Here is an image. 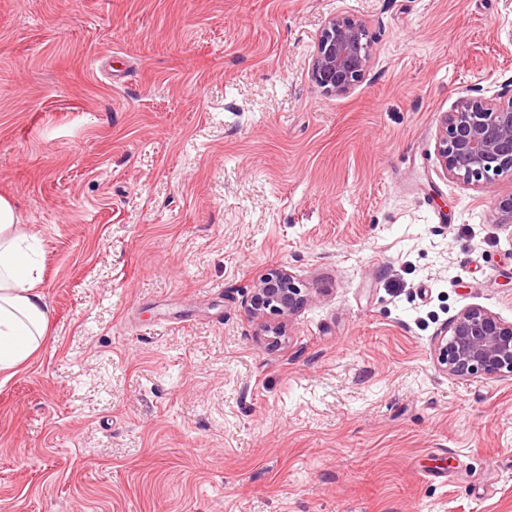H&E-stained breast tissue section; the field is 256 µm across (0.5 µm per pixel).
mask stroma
Returning <instances> with one entry per match:
<instances>
[{"instance_id": "1", "label": "stroma", "mask_w": 512, "mask_h": 512, "mask_svg": "<svg viewBox=\"0 0 512 512\" xmlns=\"http://www.w3.org/2000/svg\"><path fill=\"white\" fill-rule=\"evenodd\" d=\"M341 13L374 56L339 97ZM510 91L512 0H0V195L50 310L0 373V512H512V376L433 353L512 322V178L436 150ZM272 267L308 295L276 346ZM372 56V42L363 18L346 14L331 16L312 55V81L325 94H348L364 80ZM434 356L453 376H512V322L480 307L466 308L437 338Z\"/></svg>"}]
</instances>
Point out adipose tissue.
I'll return each instance as SVG.
<instances>
[{
    "label": "adipose tissue",
    "mask_w": 512,
    "mask_h": 512,
    "mask_svg": "<svg viewBox=\"0 0 512 512\" xmlns=\"http://www.w3.org/2000/svg\"><path fill=\"white\" fill-rule=\"evenodd\" d=\"M39 282L31 237L13 203L0 196V371L29 361L48 336L50 311Z\"/></svg>",
    "instance_id": "ef3b65f1"
}]
</instances>
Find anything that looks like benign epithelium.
<instances>
[{
    "label": "benign epithelium",
    "instance_id": "1",
    "mask_svg": "<svg viewBox=\"0 0 512 512\" xmlns=\"http://www.w3.org/2000/svg\"><path fill=\"white\" fill-rule=\"evenodd\" d=\"M372 56L363 18L331 16L312 55V81L325 94H348L364 80ZM436 150L446 175L464 184L488 186L503 176L511 177L512 95L506 101L461 98L453 111L441 117ZM491 218L512 223V195L495 201ZM304 302L292 276L273 270L259 277L250 307L258 316L289 315ZM434 356L439 367L453 376H512V322L480 307L466 308L447 334L437 338Z\"/></svg>",
    "mask_w": 512,
    "mask_h": 512
}]
</instances>
